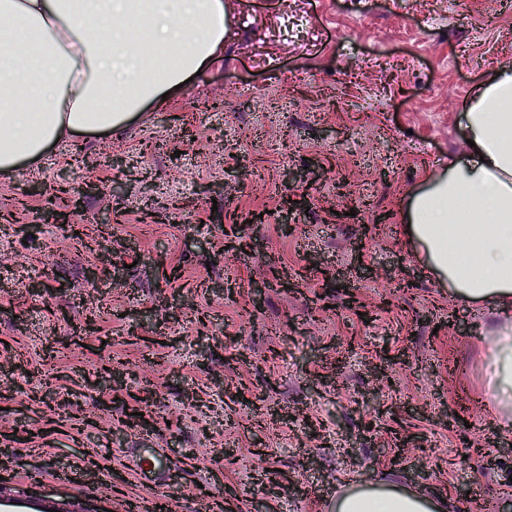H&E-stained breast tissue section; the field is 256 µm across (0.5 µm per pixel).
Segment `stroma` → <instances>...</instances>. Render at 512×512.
I'll return each mask as SVG.
<instances>
[{
  "label": "stroma",
  "instance_id": "35a3bbf8",
  "mask_svg": "<svg viewBox=\"0 0 512 512\" xmlns=\"http://www.w3.org/2000/svg\"><path fill=\"white\" fill-rule=\"evenodd\" d=\"M224 10L222 59L166 106L0 178V512H218V485L236 494L230 512H329L360 481L444 498L448 512H505L512 427L487 377L508 318L455 299L408 246L401 211L426 174L465 155L473 90L512 65V0ZM296 14L301 39L286 29ZM116 154L139 176L114 168ZM287 172L309 205L288 236ZM63 173L100 187L72 217L77 240L40 218L65 207ZM237 236L252 250L224 255ZM102 245L116 266L95 288ZM361 264L374 277L345 293L337 271ZM452 321L466 335H449ZM106 365L130 370L124 390L99 387ZM138 397L153 429L123 426ZM260 408L280 421L259 424ZM18 430L28 442H13ZM145 448L163 455L154 482L136 467ZM262 471L268 499L253 491Z\"/></svg>",
  "mask_w": 512,
  "mask_h": 512
}]
</instances>
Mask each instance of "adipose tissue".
I'll return each mask as SVG.
<instances>
[{"mask_svg": "<svg viewBox=\"0 0 512 512\" xmlns=\"http://www.w3.org/2000/svg\"><path fill=\"white\" fill-rule=\"evenodd\" d=\"M224 0H0V177L56 143L109 133L212 65ZM464 158L408 201L411 244L457 299L512 310V66L463 114ZM492 391L512 410V325L492 341ZM331 512H446L394 483L349 485Z\"/></svg>", "mask_w": 512, "mask_h": 512, "instance_id": "1", "label": "adipose tissue"}]
</instances>
